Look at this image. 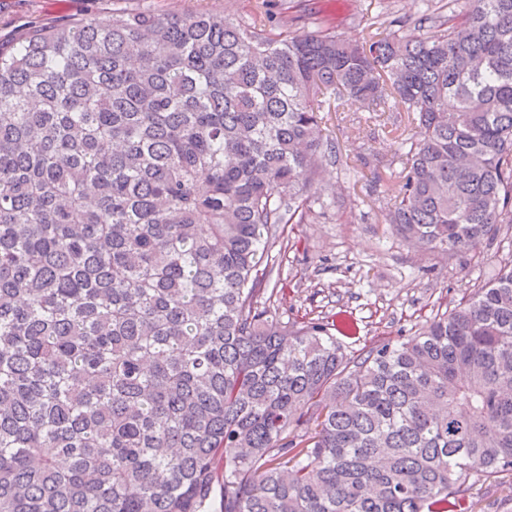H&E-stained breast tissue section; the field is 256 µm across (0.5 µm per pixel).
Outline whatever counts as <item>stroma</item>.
Returning <instances> with one entry per match:
<instances>
[{
  "mask_svg": "<svg viewBox=\"0 0 512 512\" xmlns=\"http://www.w3.org/2000/svg\"><path fill=\"white\" fill-rule=\"evenodd\" d=\"M258 0H0V42L18 41L30 27L92 17L107 22L113 10L150 13L213 9L250 20ZM273 18L288 16V30L310 32L313 13L343 37L358 41L377 25L391 35L420 37L424 0H268ZM336 161L313 182L314 219L288 224L271 249L266 272L277 291L272 303L282 322L347 311L355 334L339 336L350 355L422 330L474 288L512 263V217L494 238L467 252L423 250L385 221L384 203L404 179L400 157L414 133L406 113L377 116L344 103L330 113ZM473 512H512V474L489 477L475 491Z\"/></svg>",
  "mask_w": 512,
  "mask_h": 512,
  "instance_id": "1",
  "label": "stroma"
}]
</instances>
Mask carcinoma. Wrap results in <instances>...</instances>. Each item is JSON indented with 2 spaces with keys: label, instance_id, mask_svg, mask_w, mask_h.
I'll return each instance as SVG.
<instances>
[{
  "label": "carcinoma",
  "instance_id": "1",
  "mask_svg": "<svg viewBox=\"0 0 512 512\" xmlns=\"http://www.w3.org/2000/svg\"><path fill=\"white\" fill-rule=\"evenodd\" d=\"M424 37L115 11L0 47V512H472L512 472V267L344 353L261 305L332 103L416 134L386 220L477 248L512 210V0Z\"/></svg>",
  "mask_w": 512,
  "mask_h": 512
}]
</instances>
